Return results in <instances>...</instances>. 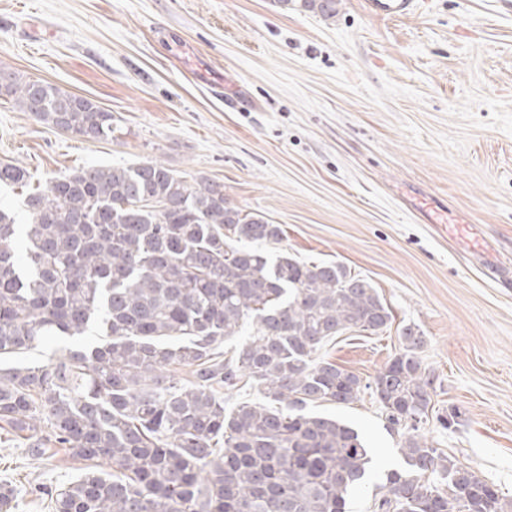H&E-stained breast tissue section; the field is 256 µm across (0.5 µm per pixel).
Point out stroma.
<instances>
[{"mask_svg":"<svg viewBox=\"0 0 512 512\" xmlns=\"http://www.w3.org/2000/svg\"><path fill=\"white\" fill-rule=\"evenodd\" d=\"M0 67L94 99L119 128L85 141L0 99V161L45 180L157 160L223 183L280 225L286 252L368 279L395 320L321 350L362 377L425 341L435 447L512 498V0H423L398 20L340 0L333 18L274 0H0ZM357 429L373 469L349 512H374L400 434L371 395L314 404ZM74 474L64 449L0 447L15 512Z\"/></svg>","mask_w":512,"mask_h":512,"instance_id":"obj_1","label":"stroma"}]
</instances>
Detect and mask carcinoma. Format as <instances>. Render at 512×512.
I'll list each match as a JSON object with an SVG mask.
<instances>
[{"label":"carcinoma","mask_w":512,"mask_h":512,"mask_svg":"<svg viewBox=\"0 0 512 512\" xmlns=\"http://www.w3.org/2000/svg\"><path fill=\"white\" fill-rule=\"evenodd\" d=\"M329 19L336 0H300ZM86 141L112 113L0 69V99ZM0 162V186L25 188ZM25 257L0 207V445L46 442L78 462L39 487L49 512H348L372 469L360 433L315 412L375 396L403 431L404 468L384 473L375 512H512L508 498L425 433L434 378L407 328L370 380L319 354L346 331L378 335L393 314L376 288L334 263L251 248L282 229L230 202L224 185L158 161L89 165L25 195ZM252 331L234 356L224 342ZM78 340L45 362L26 354ZM264 401L224 405L244 379ZM20 490L0 479V512Z\"/></svg>","instance_id":"obj_1"}]
</instances>
